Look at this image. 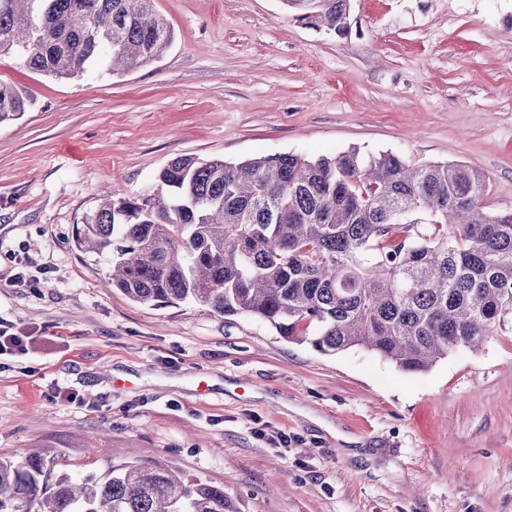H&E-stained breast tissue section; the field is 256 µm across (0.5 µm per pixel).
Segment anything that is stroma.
Masks as SVG:
<instances>
[{
    "label": "stroma",
    "mask_w": 512,
    "mask_h": 512,
    "mask_svg": "<svg viewBox=\"0 0 512 512\" xmlns=\"http://www.w3.org/2000/svg\"><path fill=\"white\" fill-rule=\"evenodd\" d=\"M174 41L123 74L0 58L33 102L0 124V453L173 459L242 512H512V324L409 374L263 323L104 287L74 246L172 159L356 146L461 162L512 208V0H351L338 36L283 0H155ZM25 268L31 287L13 283Z\"/></svg>",
    "instance_id": "35a3bbf8"
}]
</instances>
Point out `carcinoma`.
<instances>
[{
	"label": "carcinoma",
	"mask_w": 512,
	"mask_h": 512,
	"mask_svg": "<svg viewBox=\"0 0 512 512\" xmlns=\"http://www.w3.org/2000/svg\"><path fill=\"white\" fill-rule=\"evenodd\" d=\"M284 4L348 33L350 0ZM172 40L154 0H0V56L58 79L104 54L128 72ZM31 105L0 82V124ZM487 192L468 165L357 147L186 155L135 197L103 203L75 245L105 258L104 287L138 303L195 302L325 355L364 348L421 373L512 322V210L487 206ZM100 453L86 472L45 452L1 453L0 512H240L224 485L173 462Z\"/></svg>",
	"instance_id": "1"
}]
</instances>
